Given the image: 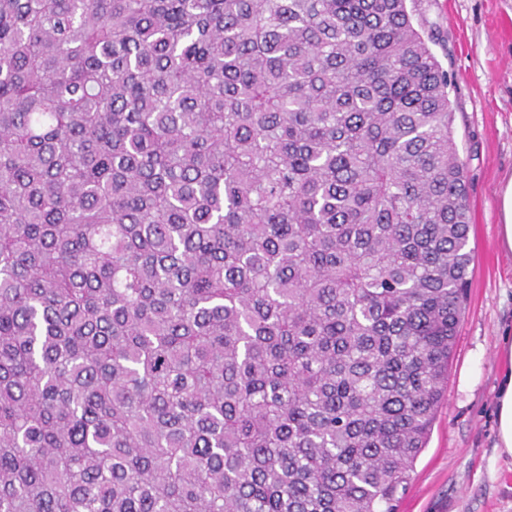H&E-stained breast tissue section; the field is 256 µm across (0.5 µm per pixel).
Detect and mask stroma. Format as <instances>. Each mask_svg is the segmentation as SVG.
<instances>
[{"mask_svg": "<svg viewBox=\"0 0 512 512\" xmlns=\"http://www.w3.org/2000/svg\"><path fill=\"white\" fill-rule=\"evenodd\" d=\"M449 79L466 168L471 287L446 400L397 512H512V457L495 447L494 409L512 336V252L499 243V188L512 176V0H409Z\"/></svg>", "mask_w": 512, "mask_h": 512, "instance_id": "35a3bbf8", "label": "stroma"}]
</instances>
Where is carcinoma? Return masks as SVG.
I'll list each match as a JSON object with an SVG mask.
<instances>
[{"label": "carcinoma", "mask_w": 512, "mask_h": 512, "mask_svg": "<svg viewBox=\"0 0 512 512\" xmlns=\"http://www.w3.org/2000/svg\"><path fill=\"white\" fill-rule=\"evenodd\" d=\"M453 124L406 0H0V512H395Z\"/></svg>", "instance_id": "carcinoma-1"}]
</instances>
